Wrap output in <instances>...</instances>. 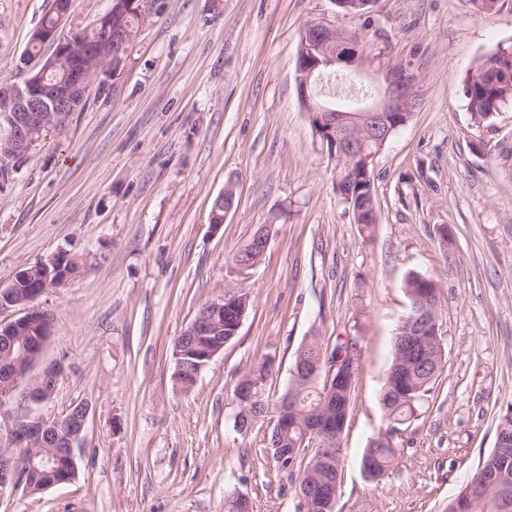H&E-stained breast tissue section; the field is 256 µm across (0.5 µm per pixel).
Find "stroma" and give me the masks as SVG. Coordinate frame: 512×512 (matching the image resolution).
Instances as JSON below:
<instances>
[{
    "label": "stroma",
    "mask_w": 512,
    "mask_h": 512,
    "mask_svg": "<svg viewBox=\"0 0 512 512\" xmlns=\"http://www.w3.org/2000/svg\"><path fill=\"white\" fill-rule=\"evenodd\" d=\"M49 6L0 0V81ZM312 23L357 32L375 65L420 80L419 107L373 165L369 235L298 97ZM509 46L511 4L488 16L473 0H375L356 15L333 0H156L119 78L101 75L105 91L0 188V289L36 264H80L38 300L54 322L33 371L63 370L35 412L91 405L75 479L2 488L0 512H224L231 490L251 512H296L264 453L268 425L240 433L233 392L271 356L264 389L281 397L313 336L357 354L337 512H445L512 408V104L478 126L462 89L481 57ZM230 184L235 205L216 231L211 205ZM262 225L267 250L239 273L230 257ZM412 272L442 291L447 362L398 435L403 455L374 481L361 458L386 427L380 394ZM239 290L250 305L236 338L179 389L173 341L200 306Z\"/></svg>",
    "instance_id": "obj_1"
}]
</instances>
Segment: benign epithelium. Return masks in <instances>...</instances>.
Listing matches in <instances>:
<instances>
[{
    "instance_id": "7a95c632",
    "label": "benign epithelium",
    "mask_w": 512,
    "mask_h": 512,
    "mask_svg": "<svg viewBox=\"0 0 512 512\" xmlns=\"http://www.w3.org/2000/svg\"><path fill=\"white\" fill-rule=\"evenodd\" d=\"M71 0H54L52 13L56 22L51 27L38 28L39 40L43 45H52L51 53H41L30 59L22 56L17 64L16 80L0 84V186L7 184L17 166L29 151L39 143V135L53 122V117L45 113L46 103L51 101L64 107L65 121L79 111L86 100L89 86L96 83L99 75L123 59L132 41V36L121 28L112 27V18L127 14L138 8L146 14L142 0H112L111 10L99 21L102 35L98 38L97 49H110L118 46L116 55H107L105 61L94 73L82 67L72 70L70 76L62 81L48 80L49 73L56 65L69 58L75 59L91 55L94 50L86 42L70 35L62 37L59 30L68 15ZM369 63V56L361 45L354 43L349 34L332 25L315 23L308 25L302 33L299 55L296 58L297 90L302 107L317 121L322 131L315 135L324 136L331 147L347 157L376 158L368 153L362 141L356 138V132L372 127L376 131L375 140L382 145L399 127L405 125L411 112L421 101V89L417 75L402 65L386 66L373 74L377 93L371 101L354 108L334 106L315 93L312 78L315 73L345 66L361 72ZM50 272H45L43 284L18 294L14 288L5 289L7 300L0 301V309L21 306L24 314L6 324H0V338L9 342L21 340L27 335L25 322L30 311L29 303L38 299L50 283ZM53 316L42 322L35 352L20 359L0 361V401L19 397L13 417L7 423L6 439L10 447H26L25 468L12 466L5 462L0 465V488L22 487L29 492L41 490V487L28 479L31 472L45 466L51 457L40 452V447L53 443L59 446L58 452L76 460V451L81 448L90 405L84 401L75 415L45 419L33 413L32 405L50 400L56 390L61 365L54 364L45 368L33 379L29 388L18 392L20 384L28 379L39 357L46 339L50 336Z\"/></svg>"
}]
</instances>
